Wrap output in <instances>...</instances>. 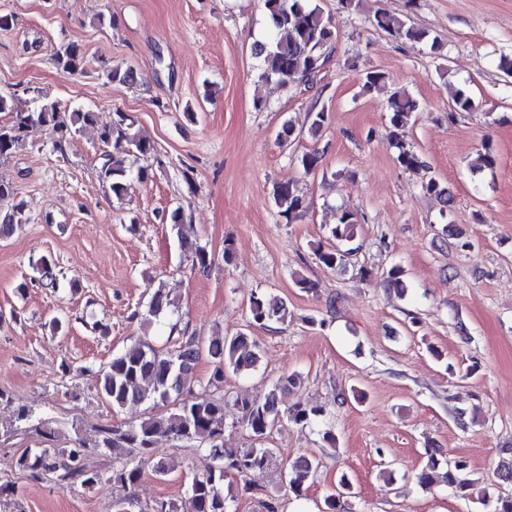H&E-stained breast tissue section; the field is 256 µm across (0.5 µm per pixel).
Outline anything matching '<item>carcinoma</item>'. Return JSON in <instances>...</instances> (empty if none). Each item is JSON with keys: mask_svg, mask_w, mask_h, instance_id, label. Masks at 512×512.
I'll return each instance as SVG.
<instances>
[{"mask_svg": "<svg viewBox=\"0 0 512 512\" xmlns=\"http://www.w3.org/2000/svg\"><path fill=\"white\" fill-rule=\"evenodd\" d=\"M263 2L270 35L253 44L254 55L260 62L259 79L281 89L296 82H313L325 51L335 43L333 27L324 20L321 10L311 4V0ZM374 25L400 38L423 40L428 37L425 31L388 12L376 14ZM53 59L64 75H76L85 69L82 47L75 43L57 48ZM31 103L33 109L16 113L12 124L0 126V157H6L18 149L29 128L51 124L60 126L59 104L46 100L38 93L31 97ZM388 104L393 126L396 127L392 137L398 149L397 162L402 168L417 173L425 168V161L400 139L397 129L407 124L418 104L404 89L394 91L388 98ZM453 109L456 112H474L479 109V104L466 92L460 91L455 96ZM101 139L112 143V152L103 155L101 174L109 182L112 194L119 196L132 170L130 159L150 154L154 151V145L130 133L122 119L115 126L103 130ZM422 189L436 195L446 206L453 203L450 191L431 178L422 183ZM15 196L12 184L0 182V208L5 205L10 207L9 213L0 219V224L11 229L14 224L22 223V219L18 218L22 207L14 203ZM273 201L279 216L292 220L300 215L301 198L293 185L276 186ZM184 219L181 206L166 216L171 229L180 236L181 247L190 251L192 268L205 272L213 266L214 258L206 248L182 236ZM356 224L358 219L353 213L345 211L337 216V224L331 229L335 242L326 246L320 244L315 248L316 258L323 266L334 269L348 265L353 248H343L338 242H351ZM54 265L53 258L46 256L36 263L41 285L46 288L58 287L53 274ZM170 306L168 295L158 289L151 295L148 315L158 317ZM249 309L252 321L260 325L269 321L284 323L290 315L285 302L266 294L252 296ZM204 353L213 364L208 385L219 390L224 388V375L227 372H251L258 367L260 359L257 345L241 332L203 342L186 335V331L174 324L166 342L160 347L140 339L114 356L107 366L96 373L98 391L112 404V408L147 402L156 410V413L137 424L105 426L99 430L98 440L94 441L93 447L111 454L119 462L112 476L89 471L81 465L83 448L86 447L84 442H78L71 448H28L18 458L19 469L35 480L53 475L61 481L87 488L113 481L131 489L149 472L160 476L166 474L163 462L150 464L158 439L165 437L174 442H196L201 469L193 477L186 500L179 507L161 502L151 508V512H227L224 477L235 472L245 478L249 472L264 468L271 461L273 451L263 447L244 450L224 447V397H197L185 387V379L193 373ZM298 383V376L289 375L273 384L263 397L238 402L242 423L253 440L263 442L279 414L296 424H305L323 415V407L304 402L285 411L279 407L281 395ZM16 421L35 432L43 431L49 425V422L35 417L24 407L17 410ZM318 465V461L308 458L296 461L288 472L289 490L302 495L305 481ZM467 469L464 460L442 462L431 455L417 479L423 486L443 482L450 488L464 492L471 486ZM338 485V492L326 499L327 512H344L341 499L350 493L351 482L343 474Z\"/></svg>", "mask_w": 512, "mask_h": 512, "instance_id": "carcinoma-1", "label": "carcinoma"}]
</instances>
